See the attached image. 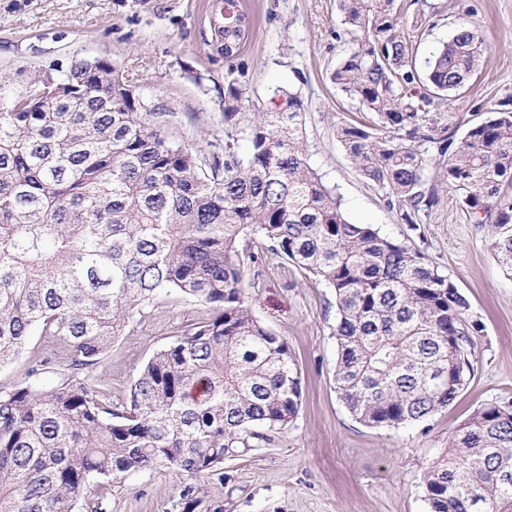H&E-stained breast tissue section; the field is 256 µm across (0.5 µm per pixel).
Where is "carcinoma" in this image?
Segmentation results:
<instances>
[{
  "mask_svg": "<svg viewBox=\"0 0 512 512\" xmlns=\"http://www.w3.org/2000/svg\"><path fill=\"white\" fill-rule=\"evenodd\" d=\"M351 48L332 79L374 114L338 138L359 174L414 231L438 204L428 175L457 192L512 274V113L485 112L460 138L435 114L487 50L469 20L435 55L427 91L400 0H339ZM217 52L229 61L252 19L213 0ZM106 60H76L0 101V368L30 336L48 355L0 387V512H74L93 488L137 470L201 478L224 458L269 445L296 417L300 373L287 342L254 315L244 260L262 241L335 296L334 381L373 428L415 425L448 407L474 373L478 329L456 285L422 252L349 222L309 164L300 102L245 117L236 79L224 92V161L206 163L142 111ZM62 89L56 100L32 94ZM247 143L246 152L239 142ZM496 212L486 224L478 214ZM206 306L112 402L96 373L115 337L162 295ZM429 512H512V403L477 410L423 483ZM183 512H222L198 483Z\"/></svg>",
  "mask_w": 512,
  "mask_h": 512,
  "instance_id": "obj_1",
  "label": "carcinoma"
}]
</instances>
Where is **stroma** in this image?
Wrapping results in <instances>:
<instances>
[{
  "label": "stroma",
  "instance_id": "obj_1",
  "mask_svg": "<svg viewBox=\"0 0 512 512\" xmlns=\"http://www.w3.org/2000/svg\"><path fill=\"white\" fill-rule=\"evenodd\" d=\"M212 0H0V78L8 93L37 79L62 80L73 60L103 59L135 88L147 111L179 144L211 152L224 142L228 78L247 86L245 112H262L274 91L296 96L310 165L340 197L345 217L420 250L467 298L474 376L447 408L399 429L356 422L333 380L336 308L322 283L261 245L242 282L261 323L283 337L301 373L296 418L274 444L225 461L206 488L223 512H429L424 476L451 433L477 409L512 401V276L488 250L484 232L440 185V202L413 231L386 194L366 182L337 138L339 126L363 120L360 104L332 80L350 43L336 0H241L253 18L241 53L225 61L211 42ZM416 67L470 21L488 50L466 86L442 106V123H465L512 105V0H405ZM209 311L161 296L116 338L101 369L113 397H126L143 364L177 328ZM186 474L164 468L129 473L111 485L107 512H173Z\"/></svg>",
  "mask_w": 512,
  "mask_h": 512
}]
</instances>
